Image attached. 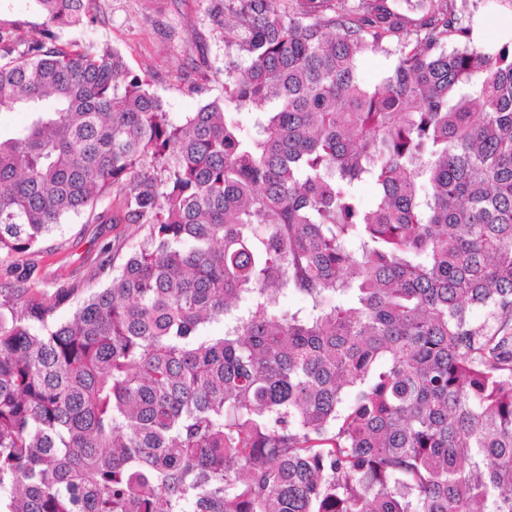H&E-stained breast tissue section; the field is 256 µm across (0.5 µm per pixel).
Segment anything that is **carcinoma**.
I'll use <instances>...</instances> for the list:
<instances>
[{
  "mask_svg": "<svg viewBox=\"0 0 512 512\" xmlns=\"http://www.w3.org/2000/svg\"><path fill=\"white\" fill-rule=\"evenodd\" d=\"M35 2L0 256L82 212L143 235L66 322L76 285L0 300V512H512V48L452 0H230L224 96L176 120L59 42L84 0ZM393 60V56H386L379 53L366 54L360 61L359 70L361 79L366 84H376L384 72L392 66Z\"/></svg>",
  "mask_w": 512,
  "mask_h": 512,
  "instance_id": "1",
  "label": "carcinoma"
}]
</instances>
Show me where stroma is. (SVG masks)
<instances>
[{
  "label": "stroma",
  "mask_w": 512,
  "mask_h": 512,
  "mask_svg": "<svg viewBox=\"0 0 512 512\" xmlns=\"http://www.w3.org/2000/svg\"><path fill=\"white\" fill-rule=\"evenodd\" d=\"M210 0H91L92 23L58 30L60 41L81 40L114 46L128 69L148 79L172 117L197 111L222 95L229 50L223 31L214 29ZM474 37L490 48L512 42V0H455ZM45 18L34 0H0V26L23 38L38 36ZM133 225L90 223L85 216L64 219L34 249L0 263V291L48 297L64 284L104 287L94 270L105 247L121 266L137 240Z\"/></svg>",
  "instance_id": "1"
}]
</instances>
